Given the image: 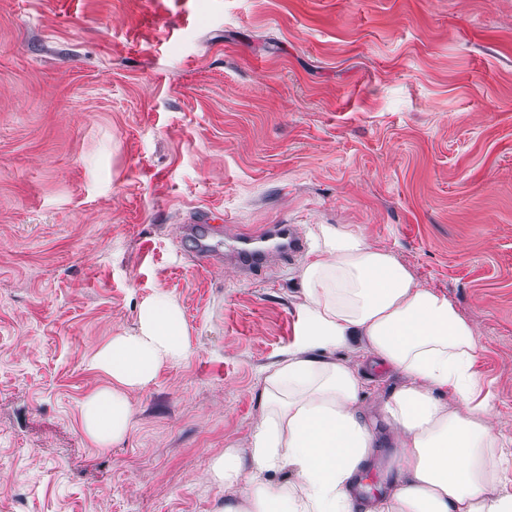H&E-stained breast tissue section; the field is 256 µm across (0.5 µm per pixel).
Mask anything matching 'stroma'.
<instances>
[{
	"mask_svg": "<svg viewBox=\"0 0 512 512\" xmlns=\"http://www.w3.org/2000/svg\"><path fill=\"white\" fill-rule=\"evenodd\" d=\"M353 224L477 322L512 492V0H0V512H222L303 257L188 225ZM170 293L192 352L103 451L94 344ZM197 241L196 259L201 264L212 260L224 259L244 276L254 275L258 270L268 267L272 258L288 260L304 252L303 241L297 238L288 224H267L258 234H236L231 248L224 253L220 249L218 232L209 224L198 223L191 226ZM274 239L277 248L274 251L258 247L259 240Z\"/></svg>",
	"mask_w": 512,
	"mask_h": 512,
	"instance_id": "obj_1",
	"label": "stroma"
}]
</instances>
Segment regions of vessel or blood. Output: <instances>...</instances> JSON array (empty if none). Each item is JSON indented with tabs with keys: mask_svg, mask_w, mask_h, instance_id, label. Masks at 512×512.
Returning <instances> with one entry per match:
<instances>
[{
	"mask_svg": "<svg viewBox=\"0 0 512 512\" xmlns=\"http://www.w3.org/2000/svg\"><path fill=\"white\" fill-rule=\"evenodd\" d=\"M192 232L197 241L196 259L206 264L217 259L233 265L248 276L269 266L271 259L285 260L303 253L305 245L285 224H268L260 234H238L229 250H221L218 233L213 226L198 223Z\"/></svg>",
	"mask_w": 512,
	"mask_h": 512,
	"instance_id": "b4317fda",
	"label": "vessel or blood"
}]
</instances>
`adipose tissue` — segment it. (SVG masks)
Listing matches in <instances>:
<instances>
[{
	"label": "adipose tissue",
	"mask_w": 512,
	"mask_h": 512,
	"mask_svg": "<svg viewBox=\"0 0 512 512\" xmlns=\"http://www.w3.org/2000/svg\"><path fill=\"white\" fill-rule=\"evenodd\" d=\"M309 233L315 248L297 272L294 338L260 371L265 412L248 446L228 447L208 471L238 490L224 512H512V493L499 487L497 415L476 397L474 320L421 287L394 253L358 229L316 224ZM342 349L361 354L367 368L336 360ZM190 353L176 300L162 290L145 298L136 329L112 336L86 360L107 382L80 405L85 436L102 449L121 441L130 393ZM377 366L400 383L362 405ZM385 451L386 489L360 502L361 477ZM272 471L284 480L265 482Z\"/></svg>",
	"instance_id": "adipose-tissue-1"
}]
</instances>
